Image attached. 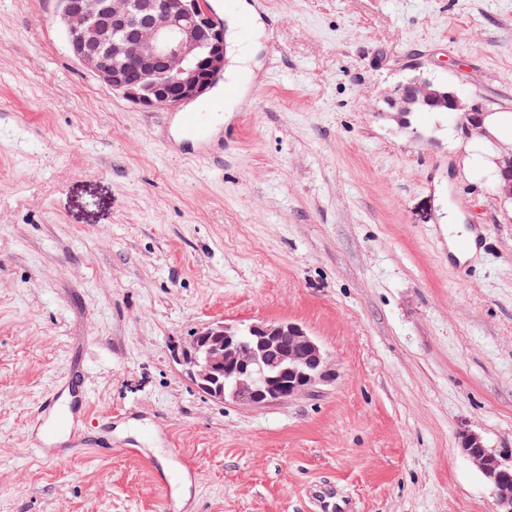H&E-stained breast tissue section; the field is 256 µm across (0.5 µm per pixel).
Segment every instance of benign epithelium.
Returning a JSON list of instances; mask_svg holds the SVG:
<instances>
[{"mask_svg":"<svg viewBox=\"0 0 512 512\" xmlns=\"http://www.w3.org/2000/svg\"><path fill=\"white\" fill-rule=\"evenodd\" d=\"M72 58L103 85L143 109H174L206 94L224 72V28L207 0H58ZM389 105L401 118L420 108L458 117L467 133L487 137L485 113L444 85L410 80ZM502 193L512 198V151L496 161ZM180 373L207 397L262 407L309 391L330 365L298 323L216 321L173 350ZM462 451L490 485L496 512H512V448L491 451L473 431Z\"/></svg>","mask_w":512,"mask_h":512,"instance_id":"7a95c632","label":"benign epithelium"}]
</instances>
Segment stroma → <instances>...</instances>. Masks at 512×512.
Wrapping results in <instances>:
<instances>
[{"instance_id":"1","label":"stroma","mask_w":512,"mask_h":512,"mask_svg":"<svg viewBox=\"0 0 512 512\" xmlns=\"http://www.w3.org/2000/svg\"><path fill=\"white\" fill-rule=\"evenodd\" d=\"M263 25L209 135L70 57L57 0H0V512H495L461 434L512 448V200L503 146L411 80L512 113V0H246ZM490 234L463 274L448 218ZM289 320L334 376L261 408L171 358L202 324ZM84 374L112 447L28 444ZM184 475V507L155 471ZM388 100L402 119L420 108L437 109L457 116L469 135L490 137L484 122L486 113L469 105L464 96L448 86L410 80L398 85Z\"/></svg>"}]
</instances>
